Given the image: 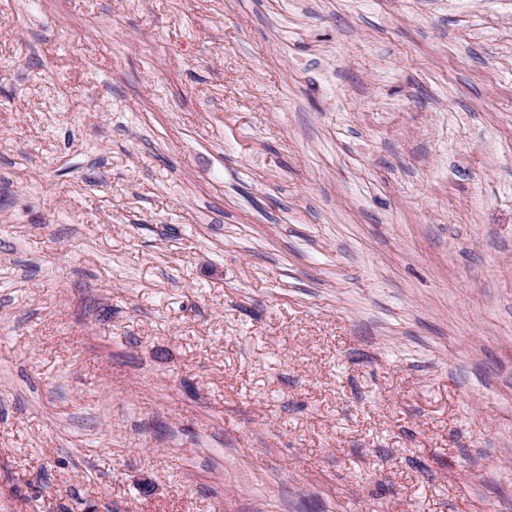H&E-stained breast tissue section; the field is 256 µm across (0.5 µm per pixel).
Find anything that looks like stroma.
Here are the masks:
<instances>
[{"instance_id": "35a3bbf8", "label": "stroma", "mask_w": 512, "mask_h": 512, "mask_svg": "<svg viewBox=\"0 0 512 512\" xmlns=\"http://www.w3.org/2000/svg\"><path fill=\"white\" fill-rule=\"evenodd\" d=\"M0 512H512V0H0Z\"/></svg>"}]
</instances>
